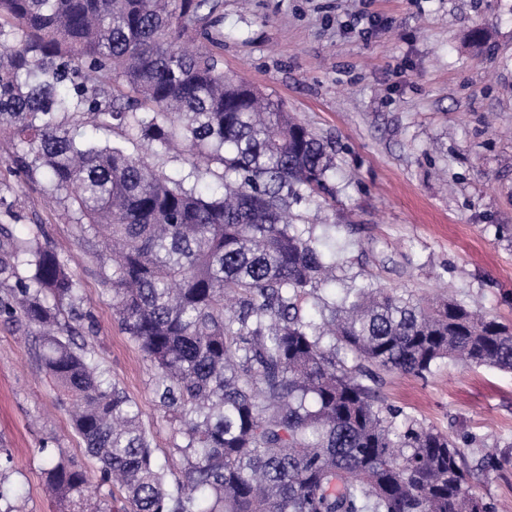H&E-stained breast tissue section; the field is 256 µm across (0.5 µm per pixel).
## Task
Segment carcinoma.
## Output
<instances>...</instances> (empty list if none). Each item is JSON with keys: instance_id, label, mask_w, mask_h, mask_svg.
Here are the masks:
<instances>
[{"instance_id": "carcinoma-1", "label": "carcinoma", "mask_w": 512, "mask_h": 512, "mask_svg": "<svg viewBox=\"0 0 512 512\" xmlns=\"http://www.w3.org/2000/svg\"><path fill=\"white\" fill-rule=\"evenodd\" d=\"M222 0H0V134L17 170L71 195L111 252L112 316L153 368L180 436L158 464L139 404L90 351L69 259L0 226V317L37 328L42 366L74 403L99 479L63 453V512H492L456 440L382 409L377 372L424 378L444 359L512 373V327L453 299L319 290L335 262L290 220L334 198L333 148L284 105L224 78ZM181 147L169 175L72 120ZM216 177L205 195L189 179ZM317 309L319 319L303 308ZM118 483L121 498L112 494Z\"/></svg>"}]
</instances>
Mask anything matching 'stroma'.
Returning a JSON list of instances; mask_svg holds the SVG:
<instances>
[{"label":"stroma","instance_id":"obj_1","mask_svg":"<svg viewBox=\"0 0 512 512\" xmlns=\"http://www.w3.org/2000/svg\"><path fill=\"white\" fill-rule=\"evenodd\" d=\"M215 32L224 73L243 77L333 143L336 194L301 207L336 257L328 298L369 284L416 298L450 296L512 324V0H223ZM491 39L474 54L468 34ZM0 141V225L72 256L94 351L143 412L159 460L176 462L153 369L112 319L111 262L81 232L65 193L14 170ZM37 330L0 320V448L15 512H60L44 489L47 454L97 479L36 353ZM378 403L457 438L469 465L499 463L473 492L512 512V373L448 361L418 378L382 374Z\"/></svg>","mask_w":512,"mask_h":512}]
</instances>
